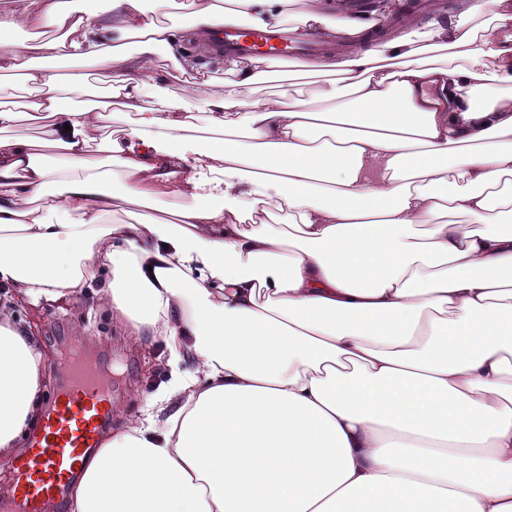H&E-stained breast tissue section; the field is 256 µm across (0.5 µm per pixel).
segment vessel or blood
<instances>
[{"instance_id":"vessel-or-blood-1","label":"vessel or blood","mask_w":512,"mask_h":512,"mask_svg":"<svg viewBox=\"0 0 512 512\" xmlns=\"http://www.w3.org/2000/svg\"><path fill=\"white\" fill-rule=\"evenodd\" d=\"M210 38L216 47L242 56L303 59L318 49L310 33L291 38L278 30L234 23L216 26ZM66 365L69 382L42 431L29 439L25 455L0 470L20 512H44L50 500L63 495L85 453L98 447L99 425L111 411L106 373L87 362L77 348Z\"/></svg>"}]
</instances>
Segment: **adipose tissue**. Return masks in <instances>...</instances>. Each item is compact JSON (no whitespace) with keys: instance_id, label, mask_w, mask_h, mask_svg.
<instances>
[{"instance_id":"adipose-tissue-1","label":"adipose tissue","mask_w":512,"mask_h":512,"mask_svg":"<svg viewBox=\"0 0 512 512\" xmlns=\"http://www.w3.org/2000/svg\"><path fill=\"white\" fill-rule=\"evenodd\" d=\"M158 2L0 8V75L32 94L0 103V285L36 307L106 275L127 345L162 340L173 369L87 453L70 512H512V0L375 44L330 0ZM291 19L328 47L303 68L164 75L212 26ZM188 156L223 205L191 199ZM46 364L0 310L2 461L41 423Z\"/></svg>"}]
</instances>
